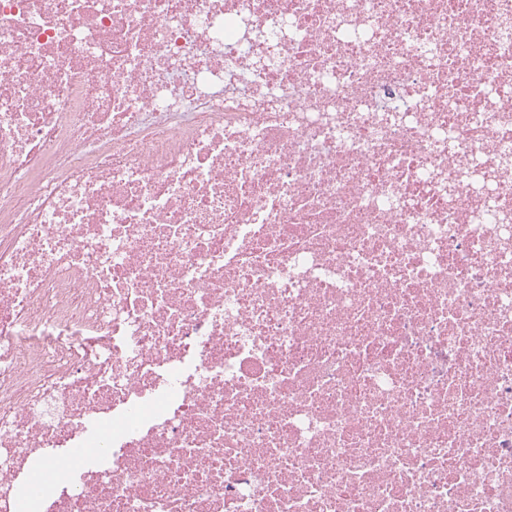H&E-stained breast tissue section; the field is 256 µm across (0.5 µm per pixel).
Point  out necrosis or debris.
<instances>
[{"label": "necrosis or debris", "instance_id": "1", "mask_svg": "<svg viewBox=\"0 0 512 512\" xmlns=\"http://www.w3.org/2000/svg\"><path fill=\"white\" fill-rule=\"evenodd\" d=\"M476 173L512 0H0V512H512Z\"/></svg>", "mask_w": 512, "mask_h": 512}]
</instances>
